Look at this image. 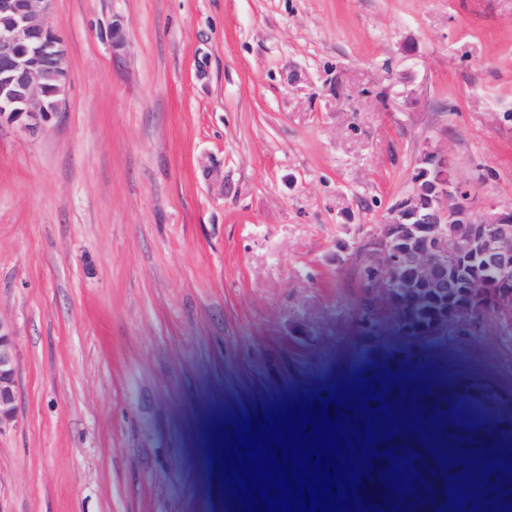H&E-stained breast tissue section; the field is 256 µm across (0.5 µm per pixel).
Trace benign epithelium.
Here are the masks:
<instances>
[{"label": "benign epithelium", "instance_id": "obj_1", "mask_svg": "<svg viewBox=\"0 0 512 512\" xmlns=\"http://www.w3.org/2000/svg\"><path fill=\"white\" fill-rule=\"evenodd\" d=\"M52 0H0V124L37 135L61 114L69 84L65 46L50 16ZM423 160L428 187L412 177L411 189L387 210L363 246L367 276L359 309L410 322L418 313L434 327L465 326L477 333L492 317L512 321V208L493 204L477 215L472 190L459 180L448 154L428 147ZM450 387L435 389L427 418L444 412L441 433L463 452L471 441L494 445L512 427V412L488 389L474 392L486 416L477 430L464 428L439 404ZM16 414V348L0 322V424Z\"/></svg>", "mask_w": 512, "mask_h": 512}]
</instances>
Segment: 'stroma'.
<instances>
[{"label": "stroma", "mask_w": 512, "mask_h": 512, "mask_svg": "<svg viewBox=\"0 0 512 512\" xmlns=\"http://www.w3.org/2000/svg\"><path fill=\"white\" fill-rule=\"evenodd\" d=\"M70 85L0 125V512H228L217 423L338 381L480 379L512 337L360 320L426 146L512 207V0H53ZM125 41L112 46V24ZM16 348L13 335L0 321V426L16 414Z\"/></svg>", "instance_id": "1"}]
</instances>
